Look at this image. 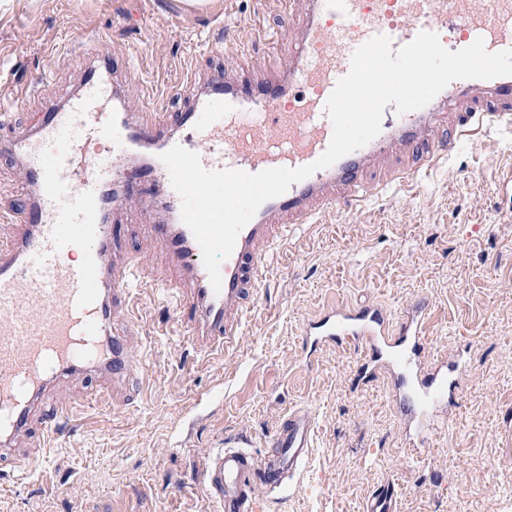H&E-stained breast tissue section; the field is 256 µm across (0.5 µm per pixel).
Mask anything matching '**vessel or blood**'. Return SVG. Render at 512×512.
I'll list each match as a JSON object with an SVG mask.
<instances>
[{
    "mask_svg": "<svg viewBox=\"0 0 512 512\" xmlns=\"http://www.w3.org/2000/svg\"><path fill=\"white\" fill-rule=\"evenodd\" d=\"M294 42L283 31L281 65L287 80L273 75L253 83L189 78L192 97L177 119L156 112L137 120L112 82V64L94 59L76 91L59 107L34 114L28 125L8 128L0 149L19 156L32 196L15 213L14 233L0 240V441L36 429L33 452L16 457L11 470L24 475L36 449L66 431L71 403L51 398L52 383L77 370L98 372L106 383L100 401L113 405L109 389L131 365L128 332L129 282L134 259L107 263L114 248L113 222L137 204L151 238L170 265L156 278L175 294L172 322L199 351L212 353L237 343L242 312L258 294L269 252L295 227L324 209L357 203L376 189L367 178L369 161L397 144L415 165L388 171L387 181L415 176L418 169L450 156L466 132L512 124V76L460 79L439 93L444 111L432 106L397 113L384 109L380 133L332 166L291 185L264 202L240 231L221 265L222 287L213 290L201 248L181 219V199L158 156L141 171L130 163L145 147L159 153L179 145L198 154L205 169L256 173L273 167L313 163L327 149L333 125L325 102L350 69L356 48L385 34L393 48L419 32L436 33L458 50L483 39L487 50L512 49V0H309ZM430 313L418 298L406 314L392 316L373 306H330L302 323L310 349L349 339L364 354L363 366L395 381L411 378L403 393L406 431L428 436L441 422L449 376L463 377L466 361L422 357ZM278 463L259 468L239 449H218L200 472L204 494L224 512H247L258 489L274 488L283 469H297L312 446L311 413L292 411L273 435Z\"/></svg>",
    "mask_w": 512,
    "mask_h": 512,
    "instance_id": "b4317fda",
    "label": "vessel or blood"
}]
</instances>
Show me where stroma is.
<instances>
[{
	"mask_svg": "<svg viewBox=\"0 0 512 512\" xmlns=\"http://www.w3.org/2000/svg\"><path fill=\"white\" fill-rule=\"evenodd\" d=\"M305 0H0V92L36 85L60 101L95 51L111 56L125 102L153 96L178 112L171 89L188 71L233 83L265 78L278 53L270 33L302 16ZM30 195L21 163L0 153V210ZM120 253L145 275L163 253L134 220L117 226ZM432 307L430 360L465 352L467 387L449 428L405 436L393 378L356 380L350 341L307 367L299 327L328 305ZM142 320L138 363L107 410L81 403L101 379L83 371L56 384L77 400L69 435L50 441L36 473L0 471V512H217L198 485L205 457L238 448L261 461L279 422L313 413L301 468L256 491L249 512H363L383 487L400 512H512V128L476 132L415 178L300 227L269 259L263 286L232 349L199 353L170 328L172 311L134 291Z\"/></svg>",
	"mask_w": 512,
	"mask_h": 512,
	"instance_id": "1",
	"label": "stroma"
}]
</instances>
